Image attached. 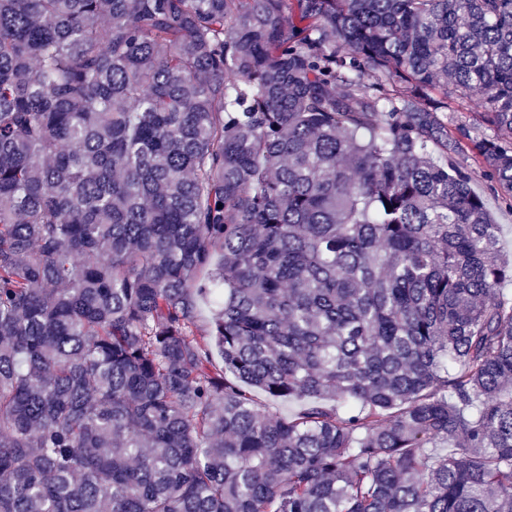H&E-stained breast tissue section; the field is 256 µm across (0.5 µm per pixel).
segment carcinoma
Here are the masks:
<instances>
[{
  "instance_id": "1",
  "label": "carcinoma",
  "mask_w": 512,
  "mask_h": 512,
  "mask_svg": "<svg viewBox=\"0 0 512 512\" xmlns=\"http://www.w3.org/2000/svg\"><path fill=\"white\" fill-rule=\"evenodd\" d=\"M464 150L512 0H0V512H512ZM454 112L448 113V126L451 127L456 122H465L471 127L478 135L491 134L481 122L477 112H480V108L477 106L474 99H468L465 97H457L451 104Z\"/></svg>"
}]
</instances>
